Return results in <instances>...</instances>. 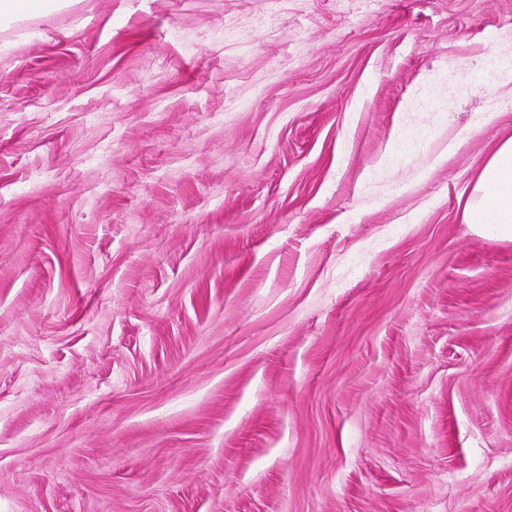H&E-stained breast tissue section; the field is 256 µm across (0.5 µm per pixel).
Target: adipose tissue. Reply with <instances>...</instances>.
Segmentation results:
<instances>
[{
    "label": "adipose tissue",
    "instance_id": "obj_1",
    "mask_svg": "<svg viewBox=\"0 0 512 512\" xmlns=\"http://www.w3.org/2000/svg\"><path fill=\"white\" fill-rule=\"evenodd\" d=\"M73 0H0V26L68 8ZM467 223L512 240V138L503 142L484 166L471 200Z\"/></svg>",
    "mask_w": 512,
    "mask_h": 512
}]
</instances>
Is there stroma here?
<instances>
[{"instance_id": "35a3bbf8", "label": "stroma", "mask_w": 512, "mask_h": 512, "mask_svg": "<svg viewBox=\"0 0 512 512\" xmlns=\"http://www.w3.org/2000/svg\"><path fill=\"white\" fill-rule=\"evenodd\" d=\"M512 0H77L0 30V512H512ZM465 219L491 235L512 240V138L484 166L466 204Z\"/></svg>"}]
</instances>
